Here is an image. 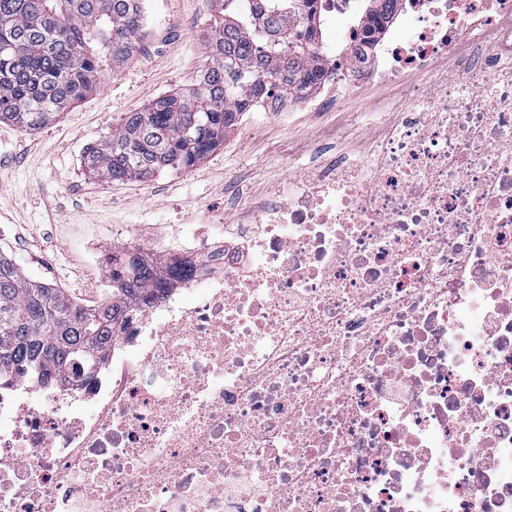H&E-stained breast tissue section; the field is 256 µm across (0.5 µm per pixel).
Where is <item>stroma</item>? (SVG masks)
Listing matches in <instances>:
<instances>
[{
	"instance_id": "stroma-1",
	"label": "stroma",
	"mask_w": 512,
	"mask_h": 512,
	"mask_svg": "<svg viewBox=\"0 0 512 512\" xmlns=\"http://www.w3.org/2000/svg\"><path fill=\"white\" fill-rule=\"evenodd\" d=\"M146 23L134 55L105 70L98 89L35 131L0 122V253L33 279L95 303L110 295L107 267L119 244L155 243L172 225L239 218L266 183L287 179L291 164L309 161L320 139L362 155L384 91L360 92L359 122L337 115L316 124L299 102L278 113H245L213 153L190 170L105 182L84 167L87 147L126 113L192 85L208 62L212 0H145Z\"/></svg>"
}]
</instances>
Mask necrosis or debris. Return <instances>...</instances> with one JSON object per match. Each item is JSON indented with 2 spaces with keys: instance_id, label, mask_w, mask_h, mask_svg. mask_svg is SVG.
<instances>
[{
  "instance_id": "4bbe7bcc",
  "label": "necrosis or debris",
  "mask_w": 512,
  "mask_h": 512,
  "mask_svg": "<svg viewBox=\"0 0 512 512\" xmlns=\"http://www.w3.org/2000/svg\"><path fill=\"white\" fill-rule=\"evenodd\" d=\"M365 24L306 104L398 95L365 156L171 235L81 388L0 390V512H512V0Z\"/></svg>"
}]
</instances>
